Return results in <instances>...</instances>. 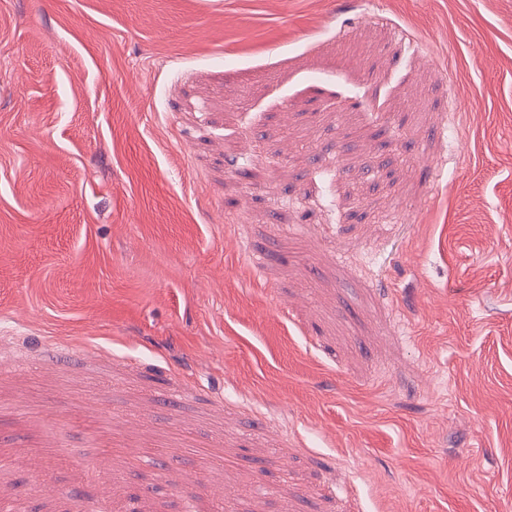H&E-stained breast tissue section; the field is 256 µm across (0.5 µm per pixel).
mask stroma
Returning a JSON list of instances; mask_svg holds the SVG:
<instances>
[{
	"label": "stroma",
	"mask_w": 512,
	"mask_h": 512,
	"mask_svg": "<svg viewBox=\"0 0 512 512\" xmlns=\"http://www.w3.org/2000/svg\"><path fill=\"white\" fill-rule=\"evenodd\" d=\"M0 496L512 512V0H0Z\"/></svg>",
	"instance_id": "35a3bbf8"
}]
</instances>
